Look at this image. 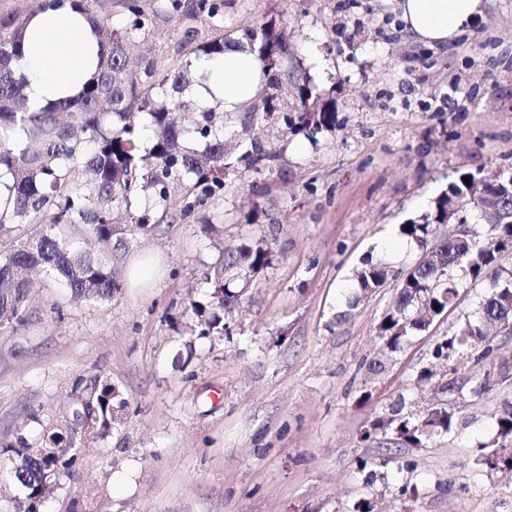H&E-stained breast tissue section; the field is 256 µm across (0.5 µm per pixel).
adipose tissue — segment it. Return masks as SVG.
<instances>
[{
	"mask_svg": "<svg viewBox=\"0 0 512 512\" xmlns=\"http://www.w3.org/2000/svg\"><path fill=\"white\" fill-rule=\"evenodd\" d=\"M484 0H402V18L415 41L445 45L462 37ZM23 91L33 108L78 92L96 71L99 46L86 14L64 7L31 17L24 32ZM200 96H214L236 112L255 94L260 66L238 49L195 62Z\"/></svg>",
	"mask_w": 512,
	"mask_h": 512,
	"instance_id": "obj_1",
	"label": "adipose tissue"
}]
</instances>
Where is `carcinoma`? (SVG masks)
Returning <instances> with one entry per match:
<instances>
[{"mask_svg": "<svg viewBox=\"0 0 512 512\" xmlns=\"http://www.w3.org/2000/svg\"><path fill=\"white\" fill-rule=\"evenodd\" d=\"M67 4L90 14L86 0H31L29 12ZM122 5L127 20L123 29L95 20L100 44L97 73L78 93L37 110L28 104L20 74L26 20L0 15V170L10 176L0 208V231L10 233L27 224L40 227L0 253V330L25 320L34 288L26 273L39 271L62 282L73 299L108 301L121 288L112 262L113 241H123L129 225L136 235L174 222L177 216L166 207L172 188L181 190L180 217L187 218L206 195L225 187L238 166L271 172L282 159V150L270 146L252 141L226 143L220 105L188 97L193 61L222 55L229 48H247L254 55L263 82L238 113L244 124L254 121L259 112L265 120L278 113L291 134L313 140L335 125L336 103H319L317 86L306 79L296 84L299 104L287 107L282 89L294 76L282 64L288 47L275 21L257 29L246 27L235 40L223 36L203 45L195 44L188 30L182 42L194 46L191 57L157 76L149 66L141 74L129 66L131 38L146 25V17L140 0H122ZM77 168L83 174L80 180L73 176ZM475 181L471 172L459 174L436 197L430 211L400 225V235L415 242L421 254L403 272L397 295L378 324V335L387 348L398 349L408 336L429 326V321L416 316L417 310L435 317L458 296L455 260L460 246L439 232L455 219L448 215L450 196L463 198L465 207L479 213L491 234V245L473 240L465 249V275L490 284L480 302L479 317L487 323L512 322V272L505 275L502 268L504 257L512 255V222L495 221L472 200ZM482 192L512 206V172H499L496 181L482 186ZM137 196L144 197L148 207L132 214L127 225L112 223V208H128ZM72 224L85 226V233L98 244L97 251L70 245L62 228ZM273 256L274 249L264 239L245 242L229 255L220 254L206 272L213 287L211 311L193 305L194 313L203 318L200 334L220 335L228 329L224 318L242 303L238 275L259 276ZM388 278L387 264L368 258L355 271L354 287L367 296ZM491 343L482 326L466 318L438 345L436 355L454 362L457 372L491 355ZM86 399L98 417L92 437L106 435L114 423L112 383L94 379ZM428 412L430 431L423 432L419 423L405 419L396 427L400 438L417 447L432 435L451 430L453 413L448 408L436 405ZM29 447L27 439L17 435L10 448L20 460L0 472L24 491V512H36L44 473L55 468L63 475L69 466L58 458L33 457L26 453ZM476 464L488 476L512 470V405L497 420L495 439L480 448Z\"/></svg>", "mask_w": 512, "mask_h": 512, "instance_id": "obj_1", "label": "carcinoma"}]
</instances>
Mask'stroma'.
I'll return each mask as SVG.
<instances>
[{"label":"stroma","mask_w":512,"mask_h":512,"mask_svg":"<svg viewBox=\"0 0 512 512\" xmlns=\"http://www.w3.org/2000/svg\"><path fill=\"white\" fill-rule=\"evenodd\" d=\"M399 3L216 0L208 15L141 0L135 64L162 73L182 59L185 30L203 44L272 19L289 70L335 101L336 124L313 144L226 118L227 136L283 149L273 172L239 169L193 215L132 242L116 264L152 260L148 287L125 280L92 303L50 282L24 323L0 331V447L20 432L39 443L78 381L101 377L124 403L41 512H512V472L475 463L512 401V384L481 391L477 378L512 358V335L494 332L466 380L435 356L488 283L463 279L455 307L398 350L377 333L396 273L420 254L400 224L457 173L512 171V0H485L466 36L433 47L405 32ZM262 236L276 256L229 334L200 335L191 305L210 300L207 269ZM369 256L393 276L359 299L351 277ZM437 404L451 432L397 443L394 420Z\"/></svg>","instance_id":"stroma-1"}]
</instances>
